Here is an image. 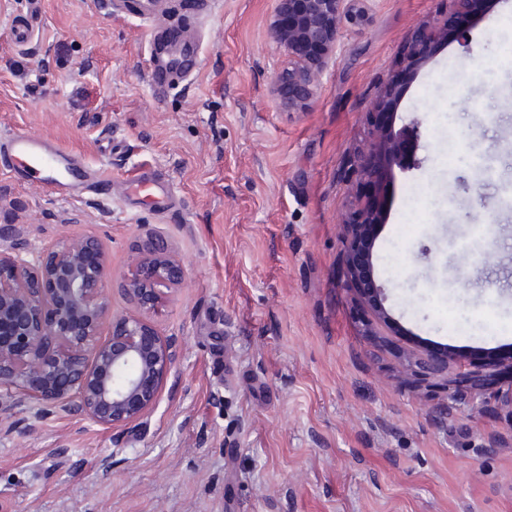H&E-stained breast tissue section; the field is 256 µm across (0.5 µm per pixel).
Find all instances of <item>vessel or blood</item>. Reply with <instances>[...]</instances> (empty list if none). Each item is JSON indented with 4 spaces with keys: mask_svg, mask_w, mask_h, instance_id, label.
<instances>
[{
    "mask_svg": "<svg viewBox=\"0 0 512 512\" xmlns=\"http://www.w3.org/2000/svg\"><path fill=\"white\" fill-rule=\"evenodd\" d=\"M114 8L133 9L148 25L149 79L154 92H165L186 80L196 66L200 41L192 28L170 17L166 0H112ZM42 0H27L25 15L13 23L18 46L30 44L38 33ZM0 168L6 169L21 184L39 182L58 197L79 200L112 191V171L107 167L88 168L73 152L59 148L48 139L13 133L0 137ZM144 195L160 210L173 206V194L167 179L143 169L124 183L125 199Z\"/></svg>",
    "mask_w": 512,
    "mask_h": 512,
    "instance_id": "b4317fda",
    "label": "vessel or blood"
}]
</instances>
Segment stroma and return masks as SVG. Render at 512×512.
I'll list each match as a JSON object with an SVG mask.
<instances>
[{"instance_id": "stroma-1", "label": "stroma", "mask_w": 512, "mask_h": 512, "mask_svg": "<svg viewBox=\"0 0 512 512\" xmlns=\"http://www.w3.org/2000/svg\"><path fill=\"white\" fill-rule=\"evenodd\" d=\"M174 2L202 48L193 79L157 98L135 16L44 0L21 50L10 23L26 0H0V133L43 135L119 181L153 168L182 204L65 201L0 169V247L101 237L116 316L138 312L122 284L147 235L184 269L146 316L176 349L156 407L112 430L22 403L27 427L0 435V512H512V297L493 291L512 285V234L483 228L512 186V45L473 17L466 40L411 66L405 47L443 0H372L295 111L274 91L275 0H218L205 19ZM388 84L419 165L381 168L375 300L348 285L337 218ZM489 243L497 260L478 265ZM489 369L481 404L450 395L460 371Z\"/></svg>"}]
</instances>
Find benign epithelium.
Returning <instances> with one entry per match:
<instances>
[{"label": "benign epithelium", "instance_id": "obj_1", "mask_svg": "<svg viewBox=\"0 0 512 512\" xmlns=\"http://www.w3.org/2000/svg\"><path fill=\"white\" fill-rule=\"evenodd\" d=\"M369 0H276L272 36L288 57L275 77L278 94L290 108L306 109L318 94V75L332 61L342 31L368 17ZM484 0H448L447 19L477 15ZM448 35V26L430 37H416L407 58L422 59L428 39ZM389 112L377 113L370 140L351 163L355 187L379 181L380 161H412L414 133L395 132ZM184 270L167 240L150 234L124 290L143 312L156 310L164 289L182 281ZM111 272L103 241L94 235H69L34 253L22 245L0 249V326L12 342L0 341V413L26 398L45 413L76 412L94 425L119 429L143 418L159 401L175 353L139 316H109L105 288ZM109 323L107 336L101 335ZM476 398L487 375H464Z\"/></svg>", "mask_w": 512, "mask_h": 512}]
</instances>
